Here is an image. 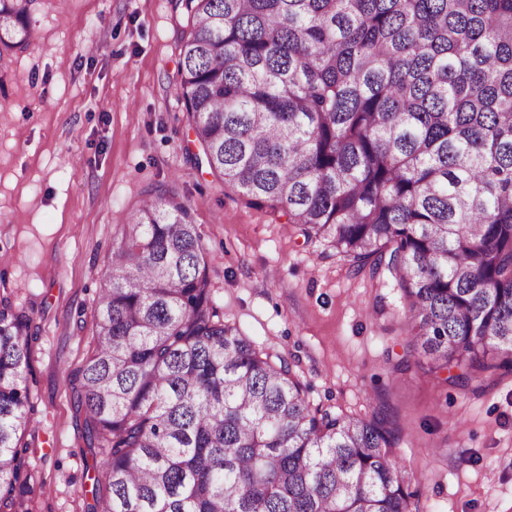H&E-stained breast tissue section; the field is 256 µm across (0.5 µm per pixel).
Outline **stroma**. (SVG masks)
Returning a JSON list of instances; mask_svg holds the SVG:
<instances>
[{
	"label": "stroma",
	"mask_w": 512,
	"mask_h": 512,
	"mask_svg": "<svg viewBox=\"0 0 512 512\" xmlns=\"http://www.w3.org/2000/svg\"><path fill=\"white\" fill-rule=\"evenodd\" d=\"M28 23V49L0 54V296L33 319L37 427L25 440L48 488L27 512H84L92 482L71 381L95 346L115 232L161 182L192 206L225 319L293 361L313 403L388 409L415 512H512V373L487 372L476 396L411 362L397 281L355 272L196 165L178 0H34Z\"/></svg>",
	"instance_id": "obj_1"
}]
</instances>
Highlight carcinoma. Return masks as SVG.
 I'll use <instances>...</instances> for the list:
<instances>
[{"mask_svg":"<svg viewBox=\"0 0 512 512\" xmlns=\"http://www.w3.org/2000/svg\"><path fill=\"white\" fill-rule=\"evenodd\" d=\"M34 0H0V52ZM199 163L355 270L394 276L428 371H512V0H180ZM32 319L0 299V512L40 491ZM72 383L87 512H412L383 406L313 404L212 300L191 206L147 191L101 274ZM460 373H451L452 369Z\"/></svg>","mask_w":512,"mask_h":512,"instance_id":"obj_1","label":"carcinoma"}]
</instances>
